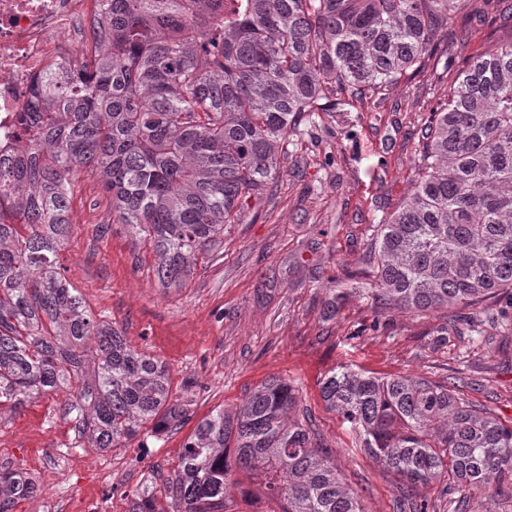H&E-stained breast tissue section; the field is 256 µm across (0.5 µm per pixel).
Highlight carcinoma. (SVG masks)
I'll return each instance as SVG.
<instances>
[{
  "mask_svg": "<svg viewBox=\"0 0 512 512\" xmlns=\"http://www.w3.org/2000/svg\"><path fill=\"white\" fill-rule=\"evenodd\" d=\"M464 2L111 0L109 36L72 78L36 84L24 145L0 160V406L62 395L78 436L102 451L149 422L178 426L186 409L170 400L167 364L87 309L57 266L75 177L99 181L112 224L150 241L158 283L178 287L281 176L302 120L413 76ZM423 139L411 192L374 226L376 263L345 286L408 313L444 310L441 333L462 324L483 340L482 325L507 328L500 303L512 296V38L464 63ZM321 397L399 475L397 512H427L420 485L467 512L459 487L512 484V422L451 382L342 364ZM299 405L294 384L271 379L201 419L163 483L165 512H228L235 468L264 473L266 512H363L331 450L291 417ZM38 491L0 466V512ZM155 499L149 479L129 512H157Z\"/></svg>",
  "mask_w": 512,
  "mask_h": 512,
  "instance_id": "1",
  "label": "carcinoma"
}]
</instances>
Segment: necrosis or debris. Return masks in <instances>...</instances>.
<instances>
[{
  "label": "necrosis or debris",
  "instance_id": "obj_1",
  "mask_svg": "<svg viewBox=\"0 0 512 512\" xmlns=\"http://www.w3.org/2000/svg\"><path fill=\"white\" fill-rule=\"evenodd\" d=\"M110 0H0V158L22 143L19 117L47 71L76 73L83 44L106 29Z\"/></svg>",
  "mask_w": 512,
  "mask_h": 512
}]
</instances>
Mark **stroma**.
Wrapping results in <instances>:
<instances>
[{"mask_svg":"<svg viewBox=\"0 0 512 512\" xmlns=\"http://www.w3.org/2000/svg\"><path fill=\"white\" fill-rule=\"evenodd\" d=\"M446 48L411 79L370 99L337 105L288 137L282 176L250 199L224 234L222 255L198 259L181 287L162 288L149 243L111 224L109 197L78 174L71 202L74 232L59 252L68 282L88 308L105 315L138 350L164 360L171 395L185 403L180 428L139 434L103 452L79 447L62 396L0 408V464L54 484L56 498L20 502L14 512H128L152 472L172 475L186 438L211 411H235L262 382L287 378L344 482L364 512H396L400 480L356 448L320 395V382L351 363L377 375L456 378L466 400L512 421V336L495 343L465 333L441 337L444 313H407L346 293L336 317L324 314L332 279L367 273L369 240L382 212L412 189L414 160L431 110L448 93L463 58L497 49L496 31L473 15L465 39L449 25ZM111 231L98 235V224Z\"/></svg>","mask_w":512,"mask_h":512,"instance_id":"stroma-1","label":"stroma"}]
</instances>
